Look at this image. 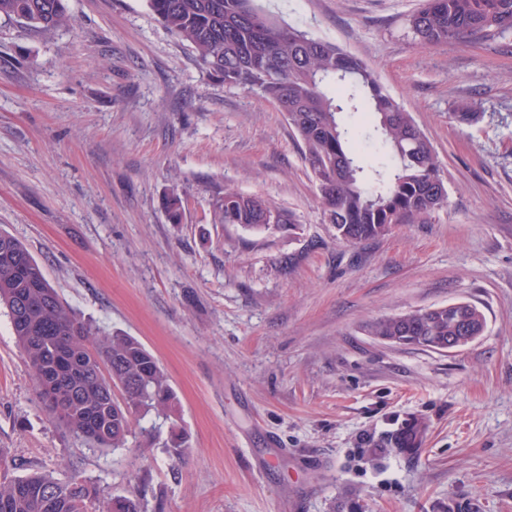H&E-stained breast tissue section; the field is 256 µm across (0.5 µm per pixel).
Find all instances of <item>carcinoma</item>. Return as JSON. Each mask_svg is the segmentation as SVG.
<instances>
[{"mask_svg": "<svg viewBox=\"0 0 512 512\" xmlns=\"http://www.w3.org/2000/svg\"><path fill=\"white\" fill-rule=\"evenodd\" d=\"M157 19L197 52L199 68L224 84L258 91L273 102L303 145L324 215L347 244L386 236L396 224H424L448 199L435 150L411 113L380 85L375 72L333 43L278 23L254 0H148ZM0 16L52 30L68 21L67 0H0ZM424 45L488 36L512 28V0H423L408 19ZM363 113L360 133L391 164L377 169L350 150L342 114ZM224 223L251 229L295 224L291 213L259 195L224 190ZM0 305L32 369L52 417L76 437L123 448L134 424L149 414L168 418L176 395L167 374L137 339L109 335L64 303L17 239L0 233ZM475 309L440 306L370 322L380 339L434 350L474 331ZM120 390L123 400L115 397ZM423 421L392 430L384 446L401 453L422 447ZM96 486L72 472H34L0 482V512H89ZM104 512H141L136 498L115 496Z\"/></svg>", "mask_w": 512, "mask_h": 512, "instance_id": "carcinoma-1", "label": "carcinoma"}]
</instances>
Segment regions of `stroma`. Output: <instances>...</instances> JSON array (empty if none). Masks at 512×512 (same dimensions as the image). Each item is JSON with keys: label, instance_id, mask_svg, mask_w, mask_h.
I'll use <instances>...</instances> for the list:
<instances>
[{"label": "stroma", "instance_id": "1", "mask_svg": "<svg viewBox=\"0 0 512 512\" xmlns=\"http://www.w3.org/2000/svg\"><path fill=\"white\" fill-rule=\"evenodd\" d=\"M258 3L375 71L447 204L339 243L285 114L202 72L147 0H69L50 31L0 18V230L83 318L141 341L178 398L142 420L154 441L87 444L49 417L1 307L0 478L76 471L144 512H512V28L428 46L407 27L422 0ZM228 188L294 227L224 223ZM458 301L486 327L451 353L366 331ZM415 419L414 455L383 447Z\"/></svg>", "mask_w": 512, "mask_h": 512}]
</instances>
